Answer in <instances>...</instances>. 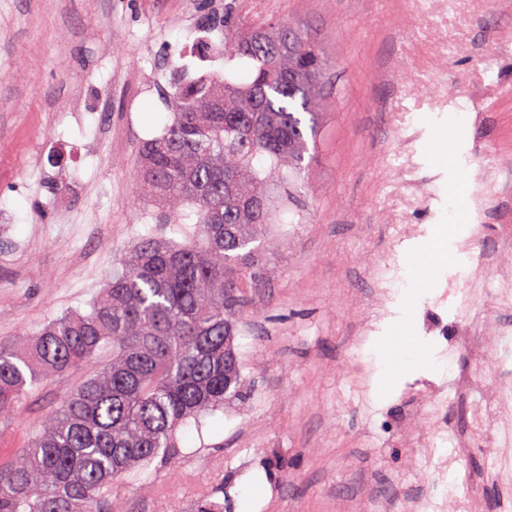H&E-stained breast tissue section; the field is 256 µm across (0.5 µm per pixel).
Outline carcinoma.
<instances>
[{"label": "carcinoma", "mask_w": 512, "mask_h": 512, "mask_svg": "<svg viewBox=\"0 0 512 512\" xmlns=\"http://www.w3.org/2000/svg\"><path fill=\"white\" fill-rule=\"evenodd\" d=\"M325 67L303 28L227 12L224 76L174 73L172 121L142 142L136 183L169 213L195 207L199 238L134 240L90 313L0 339V423L42 384L75 378L0 464V512H107L113 482L176 454L177 430L238 388L252 243L280 222L278 190L301 187L315 158Z\"/></svg>", "instance_id": "cac0c4a2"}]
</instances>
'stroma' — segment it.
Listing matches in <instances>:
<instances>
[{
    "instance_id": "stroma-1",
    "label": "stroma",
    "mask_w": 512,
    "mask_h": 512,
    "mask_svg": "<svg viewBox=\"0 0 512 512\" xmlns=\"http://www.w3.org/2000/svg\"><path fill=\"white\" fill-rule=\"evenodd\" d=\"M0 0V338L33 334L65 311L89 313L126 246L157 234L195 240L136 190L144 140L171 114L159 90L206 21L293 19L322 41L329 63L315 160L292 209L257 253L235 346L238 392L176 433L178 454L112 488V512H197L204 496L231 512H377L394 496L477 494L479 512L512 501V410L486 431L475 397L512 384V0ZM494 90L485 94L482 81ZM85 109L70 111L74 97ZM413 169L422 202L415 237L394 243L398 168ZM465 221H458L459 210ZM445 237L449 259L426 282L410 266ZM403 265L373 328V268ZM406 335L440 368L387 364L376 398L375 339ZM450 393L427 412L425 386ZM69 381L43 385L7 427L0 458L23 447ZM448 427L459 460L449 476L410 475L427 457L417 431ZM508 468L494 473L491 458Z\"/></svg>"
}]
</instances>
